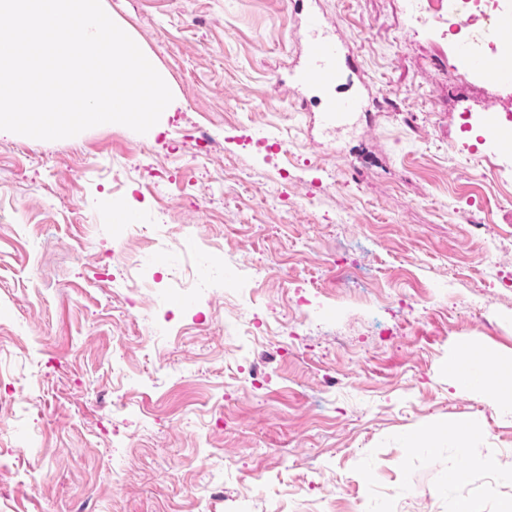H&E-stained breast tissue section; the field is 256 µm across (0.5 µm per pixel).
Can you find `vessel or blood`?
<instances>
[{
	"instance_id": "obj_1",
	"label": "vessel or blood",
	"mask_w": 512,
	"mask_h": 512,
	"mask_svg": "<svg viewBox=\"0 0 512 512\" xmlns=\"http://www.w3.org/2000/svg\"><path fill=\"white\" fill-rule=\"evenodd\" d=\"M290 4L304 18L299 38L301 52L291 72L293 82L300 89L317 92L316 111L324 126L348 125L365 103L364 92L341 90L355 62L356 50L345 41L331 37L321 15L310 9L307 0H290ZM457 55L467 69L478 72L485 80L512 83L511 70L502 68L495 59L476 52L472 46H461ZM483 132L487 140L500 146L512 145V130L499 124L494 111L485 114Z\"/></svg>"
}]
</instances>
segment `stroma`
<instances>
[{"label": "stroma", "instance_id": "obj_1", "mask_svg": "<svg viewBox=\"0 0 512 512\" xmlns=\"http://www.w3.org/2000/svg\"><path fill=\"white\" fill-rule=\"evenodd\" d=\"M102 6L175 96L0 138V512H500L512 412L448 361L512 359V150L468 134L512 84L407 0H317L376 96L327 134L289 0ZM457 55L467 69L478 72L485 80L496 84L512 83L511 70L502 68L494 58L476 52L472 46H461Z\"/></svg>", "mask_w": 512, "mask_h": 512}]
</instances>
